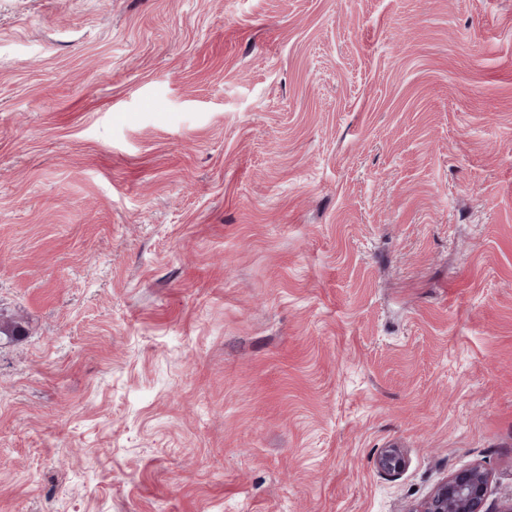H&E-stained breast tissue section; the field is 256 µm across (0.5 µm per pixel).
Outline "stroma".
I'll use <instances>...</instances> for the list:
<instances>
[{"label": "stroma", "mask_w": 512, "mask_h": 512, "mask_svg": "<svg viewBox=\"0 0 512 512\" xmlns=\"http://www.w3.org/2000/svg\"><path fill=\"white\" fill-rule=\"evenodd\" d=\"M0 318V512L512 499V0H0ZM379 470L387 476H397L406 467V459L399 448L384 449L377 459ZM489 476L479 467L452 475L408 512H493L486 508Z\"/></svg>", "instance_id": "35a3bbf8"}]
</instances>
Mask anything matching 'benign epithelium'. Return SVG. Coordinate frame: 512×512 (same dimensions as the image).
<instances>
[{
    "instance_id": "7a95c632",
    "label": "benign epithelium",
    "mask_w": 512,
    "mask_h": 512,
    "mask_svg": "<svg viewBox=\"0 0 512 512\" xmlns=\"http://www.w3.org/2000/svg\"><path fill=\"white\" fill-rule=\"evenodd\" d=\"M377 466L383 474L394 477L405 469L406 459L400 449L386 448L379 455ZM488 488V474L479 467H471L446 479L409 512H489Z\"/></svg>"
}]
</instances>
